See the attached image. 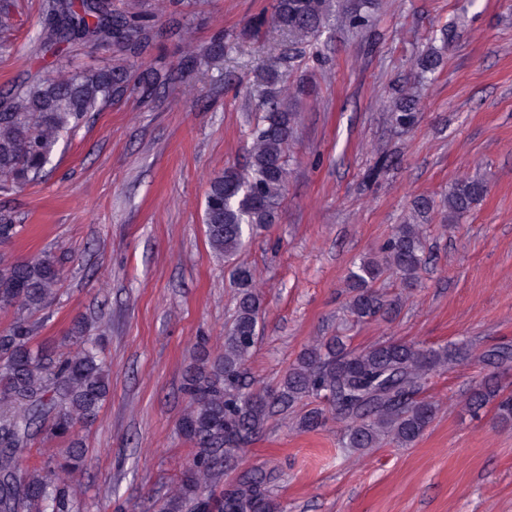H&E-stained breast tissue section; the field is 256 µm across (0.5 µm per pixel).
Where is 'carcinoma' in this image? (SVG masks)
I'll use <instances>...</instances> for the list:
<instances>
[{
	"label": "carcinoma",
	"mask_w": 512,
	"mask_h": 512,
	"mask_svg": "<svg viewBox=\"0 0 512 512\" xmlns=\"http://www.w3.org/2000/svg\"><path fill=\"white\" fill-rule=\"evenodd\" d=\"M367 3L350 5L343 15L348 28L370 25ZM41 11L43 26L36 42L58 63L50 75L0 92V190L42 178L60 142L107 103L134 92L148 99L173 79L170 70L145 65L155 39L150 17L114 9L109 0H41ZM332 16L333 0H272L271 11L250 24L253 30L267 25L285 35L288 53L281 62L256 71L250 85L259 99L260 116L249 129L247 170L227 167L208 181L206 238L228 260L248 236L278 220L290 174L288 147L298 123L287 99L305 92L302 85L288 86V62ZM13 27L14 0H0V52L11 48ZM165 35L182 45L185 78L204 62L224 61L222 37L200 55L182 21L172 19ZM78 43H110L122 62L93 70L76 67L68 53ZM418 111L417 100L397 98L389 121L409 128ZM487 193L483 179L454 182L446 194L449 217L464 215ZM428 260L421 225H397L375 253L353 262L347 277L350 316L357 322L391 319L401 296L383 294L378 283L389 275L401 287L414 288ZM234 277L238 293L233 322L224 332V353L211 359L201 345L203 358L183 379L187 408L180 432L195 452L157 512H282L272 496L277 472L254 467L224 483V474L239 467L241 451L272 418L297 410V427L303 431L334 420L342 424V447L354 451L379 448L387 441L406 447L437 414V404L421 396L429 377L474 358L494 370L512 364V345L507 343L476 356L466 341L428 348L389 339L352 349L345 336H323L299 353L276 386L255 389L246 364L258 340L262 301L249 269L235 268ZM58 282L57 261L51 255L0 259V312L14 313V321L0 331V512H79L73 477L83 466L85 448L77 427L95 419L110 392L111 366L84 320L73 322L57 349L35 343L37 325L31 317L56 296ZM490 404L502 425L512 424V393L494 372L470 388L464 400L474 416ZM44 432L67 441L64 455L21 465L20 455L32 452L33 441Z\"/></svg>",
	"instance_id": "cac0c4a2"
}]
</instances>
